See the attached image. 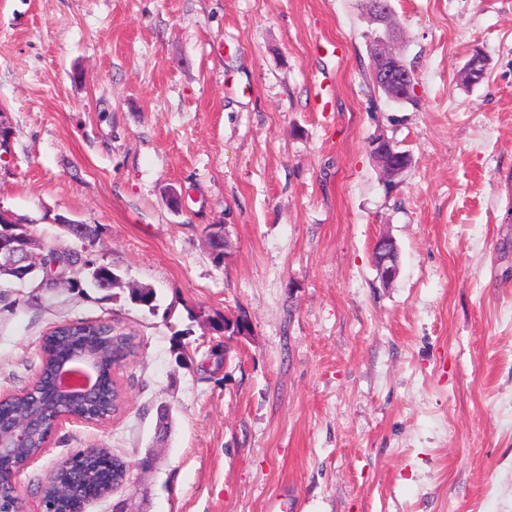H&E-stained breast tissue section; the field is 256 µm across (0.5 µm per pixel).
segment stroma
Here are the masks:
<instances>
[{
	"mask_svg": "<svg viewBox=\"0 0 512 512\" xmlns=\"http://www.w3.org/2000/svg\"><path fill=\"white\" fill-rule=\"evenodd\" d=\"M360 3L0 0V207L63 251L83 246L56 215L98 225L96 261L158 298L0 283V397L60 322L139 344L122 413L62 420L16 480L23 512L90 447L130 470L85 512H512V0H390L404 104L373 84ZM379 136L411 157L391 190ZM241 312L249 335L212 330ZM374 265L382 280L389 281L398 273V262L389 247L386 236L381 237L374 248Z\"/></svg>",
	"mask_w": 512,
	"mask_h": 512,
	"instance_id": "obj_1",
	"label": "stroma"
}]
</instances>
